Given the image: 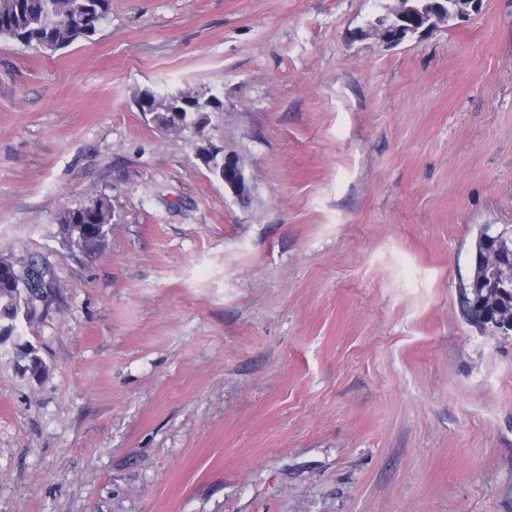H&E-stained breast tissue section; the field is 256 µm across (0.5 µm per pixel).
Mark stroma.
<instances>
[{
    "instance_id": "1",
    "label": "stroma",
    "mask_w": 512,
    "mask_h": 512,
    "mask_svg": "<svg viewBox=\"0 0 512 512\" xmlns=\"http://www.w3.org/2000/svg\"><path fill=\"white\" fill-rule=\"evenodd\" d=\"M378 0H112L0 37V255L61 288L0 345V512H512V0L389 47ZM224 109L166 133L143 91ZM236 154L238 197L195 158ZM106 195L93 249L57 218ZM112 11V0H0V37L55 52L89 39ZM497 238L496 243L492 240L488 239L490 236H494ZM497 234L491 231V227L489 225L483 227L480 230L479 235L477 236L475 242L474 254L472 256L473 265L478 261L479 269L477 272L476 278L472 276L468 280L466 284H463L461 288L462 301L465 307L466 313L469 318L477 325L483 327L484 329L487 327L499 329L498 320L501 315L509 314L510 318H512V292H506L496 296L493 304H488L486 302H482L484 289L486 286L485 282L495 278L504 276L508 270L511 268L497 266L494 264H489L488 261L483 263L480 261V258H483L484 255L482 253L486 239L489 240V245L486 250H490L496 245L497 249H510V252H507V256L512 258V242L511 238L509 239V246L506 245L504 239L498 238ZM482 238H486L485 240ZM477 242H481L479 245V252L477 253Z\"/></svg>"
}]
</instances>
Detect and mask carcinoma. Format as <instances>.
I'll use <instances>...</instances> for the list:
<instances>
[{
    "label": "carcinoma",
    "instance_id": "carcinoma-1",
    "mask_svg": "<svg viewBox=\"0 0 512 512\" xmlns=\"http://www.w3.org/2000/svg\"><path fill=\"white\" fill-rule=\"evenodd\" d=\"M112 11V0H0V37H6L37 51L55 52L93 36ZM141 111L152 113V121L163 131L180 134L190 128L201 129L208 123V114L223 110V101L198 91H183L159 98L144 93L139 101ZM182 112L178 121L170 122L166 113L171 109ZM111 200L104 195H91L75 207H66L58 218L64 238L83 242L86 248L95 247L106 237L113 224ZM494 235L490 226L480 230L477 241L480 252L472 256L479 265L476 277L461 288L462 301L469 318L477 325L499 328L500 316H512V292L496 296L494 303L482 301L486 282L501 277L508 268L483 263L481 250L493 248L486 239ZM0 265L9 272V281L0 283V338L14 335L18 323H31L40 304L47 305L54 296L57 281L52 267L37 260L23 268L0 256ZM21 358L27 361L26 370L37 376L44 371L41 358L27 344L18 345Z\"/></svg>",
    "mask_w": 512,
    "mask_h": 512
}]
</instances>
